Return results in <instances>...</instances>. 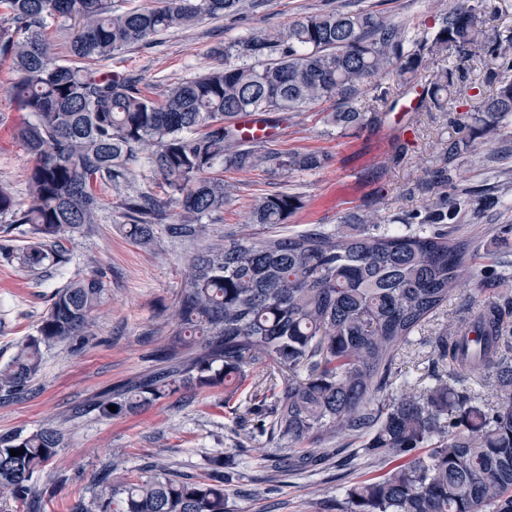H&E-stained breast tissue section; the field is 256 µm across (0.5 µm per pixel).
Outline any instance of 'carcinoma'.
Wrapping results in <instances>:
<instances>
[{"label":"carcinoma","mask_w":512,"mask_h":512,"mask_svg":"<svg viewBox=\"0 0 512 512\" xmlns=\"http://www.w3.org/2000/svg\"><path fill=\"white\" fill-rule=\"evenodd\" d=\"M239 3L145 0L120 11L112 0H0V58L12 63L10 97L20 112L13 135L31 161L27 206L0 181V220L7 219L0 255L36 278L68 265L64 242L99 223L103 190L117 192L126 237L146 245L165 231L194 252L172 312L184 351L167 348L157 368L96 394L91 408L99 417L136 415L188 389L222 388L230 401L247 384L257 405L254 429L272 444L259 459L281 460L307 443L295 460L325 464L324 444L341 439L392 460L388 473L347 489L340 512H512V298L485 300L454 333L433 338V360L446 373L421 389L394 387L398 350L475 277L468 243L438 225L458 223L465 206L445 192L455 186L456 160L512 121V82L503 77L512 71V28L491 25L480 0H453L414 34L368 9H334L215 50L217 64L159 101L112 70L117 53L221 19ZM63 28L70 31L65 59L51 37ZM448 50L490 66L460 123L463 136L444 149L435 171L443 191L424 216L382 229L352 214L333 230L276 234L303 207L299 196L278 192L261 197L248 216L267 234L213 238L204 219L236 191L216 168L286 177L326 162L317 152L249 141L238 118L334 99L333 127H376L394 108L387 75L395 70L411 82ZM465 79L458 66L437 68L413 111H447L448 95ZM370 83L378 105L365 109L358 96ZM141 168L166 198L135 185ZM168 204L176 207L169 224ZM511 278L492 259L479 286L498 293ZM105 291L103 271L93 269L54 292L36 334L0 363V399L28 393L46 349L93 336ZM62 444L51 426L0 434V499H27ZM225 483L222 456L209 459L198 479L155 462L133 480L122 473L98 479L90 501L75 502L71 512H227Z\"/></svg>","instance_id":"carcinoma-1"}]
</instances>
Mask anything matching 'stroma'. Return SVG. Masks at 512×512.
Wrapping results in <instances>:
<instances>
[{
  "mask_svg": "<svg viewBox=\"0 0 512 512\" xmlns=\"http://www.w3.org/2000/svg\"><path fill=\"white\" fill-rule=\"evenodd\" d=\"M361 6L414 31L429 27L449 8L450 0H241L233 15L170 32L157 44L115 55L112 68L136 77L159 99L169 85L210 68L213 48L251 32L277 31L314 13ZM482 74V64H474L468 85L449 96L447 111L410 113L408 125L389 137L380 127L338 133L324 121L334 108L330 101L283 114L276 149L323 154L325 166L285 178L262 170L225 171V180L237 191L224 210L212 215L213 228L244 229L256 200L278 191L298 195L304 202L283 224L287 233L316 224L332 229L356 212L376 213L386 223L423 212L436 191L432 173L440 165L441 149L458 132L453 120L466 112L469 86L480 82ZM15 119L13 103L0 95V181L13 184L23 203L30 162L11 134ZM342 184L347 194H339ZM456 184L465 191L468 205L452 230L470 241L477 265H485L492 256L512 260V123L479 154L459 159ZM489 196L497 197V206H483ZM124 222L115 197L107 196L101 223L75 236L72 262L61 275L37 279L17 264L0 260V362L34 333L57 288L94 265L107 273L93 337L78 350L65 345L45 350L43 370L30 392L0 403V434L50 425L63 436L58 455L35 477L32 498L2 500L0 512H32L38 501L44 504L43 512H71V505L89 497L96 480L110 469L117 448L124 452L130 477L157 460L200 476L208 457L223 455L230 512H337L336 504L348 486L391 469L387 458L354 455L345 447L340 456L346 466L293 470L281 481H268L252 450L254 442L244 432L249 400L241 395L225 403L220 389L181 393L127 418L106 420L91 411L89 404L99 391L152 369L158 350L179 342L168 309L184 284L190 251L163 233L151 246H140L125 236ZM485 298L470 286L457 290L418 334L420 349L430 351L436 331L456 327Z\"/></svg>",
  "mask_w": 512,
  "mask_h": 512,
  "instance_id": "1",
  "label": "stroma"
}]
</instances>
